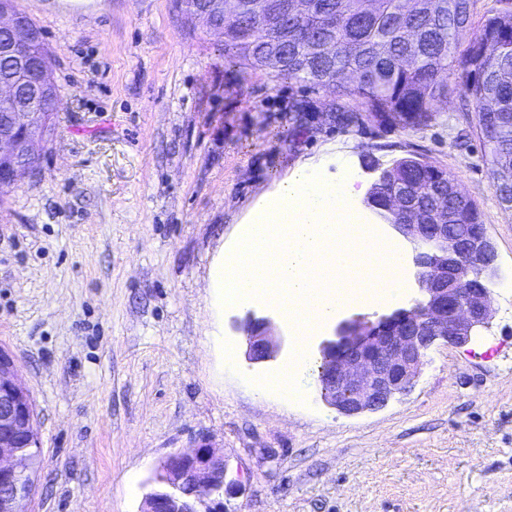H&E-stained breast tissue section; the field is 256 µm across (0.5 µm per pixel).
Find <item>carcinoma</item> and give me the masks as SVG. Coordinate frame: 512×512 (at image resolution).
Listing matches in <instances>:
<instances>
[{"label":"carcinoma","mask_w":512,"mask_h":512,"mask_svg":"<svg viewBox=\"0 0 512 512\" xmlns=\"http://www.w3.org/2000/svg\"><path fill=\"white\" fill-rule=\"evenodd\" d=\"M264 0L260 13L224 21V57L251 71L333 86L379 123L427 126L453 92L472 113L492 187L512 183V0H495L472 29L477 0ZM425 205L447 193L448 223L479 224L477 206L444 168L414 156L393 162Z\"/></svg>","instance_id":"obj_1"}]
</instances>
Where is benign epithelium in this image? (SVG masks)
<instances>
[{
  "mask_svg": "<svg viewBox=\"0 0 512 512\" xmlns=\"http://www.w3.org/2000/svg\"><path fill=\"white\" fill-rule=\"evenodd\" d=\"M228 7L227 0H189L187 5L189 15L216 34L224 33ZM0 33L8 37L0 52L21 73L18 84L0 83V102L12 106L0 115V186L9 188L20 176L36 173L41 147L54 133L49 109L55 107L58 92L41 33L17 0H0ZM393 182L398 188L382 197L378 191L385 178L379 176L363 203L414 244L420 298L410 308L375 321L358 317L345 322L336 338L320 344L321 399L347 415L381 409L408 392L433 345L462 347L491 320L489 284L498 276L499 264L486 225L450 231L448 218L439 210L425 221L409 207L412 188L397 177ZM465 267L472 275L466 287L457 288ZM243 332L249 360L277 357L280 343L269 320L250 316ZM39 447L34 400L14 358L0 347V512H28L31 474L40 463V455L31 449ZM236 486L228 478L224 455L204 441L160 461L140 512H224V495Z\"/></svg>",
  "mask_w": 512,
  "mask_h": 512,
  "instance_id": "7a95c632",
  "label": "benign epithelium"
}]
</instances>
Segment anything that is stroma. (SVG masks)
I'll return each mask as SVG.
<instances>
[{
  "mask_svg": "<svg viewBox=\"0 0 512 512\" xmlns=\"http://www.w3.org/2000/svg\"><path fill=\"white\" fill-rule=\"evenodd\" d=\"M60 90L38 172L0 194V348L38 414L29 512H139L168 454L209 438L239 486L226 512H512V210L452 95L427 127L336 119V95L224 57L174 0H19ZM442 167L499 256L492 319L434 346L407 394L346 415L320 398L317 348L339 325L409 307L352 303L307 341L297 397L268 389L294 333L265 302L224 309L209 272L301 164L331 179L366 159ZM271 319L276 359L249 363L237 321Z\"/></svg>",
  "mask_w": 512,
  "mask_h": 512,
  "instance_id": "35a3bbf8",
  "label": "stroma"
}]
</instances>
